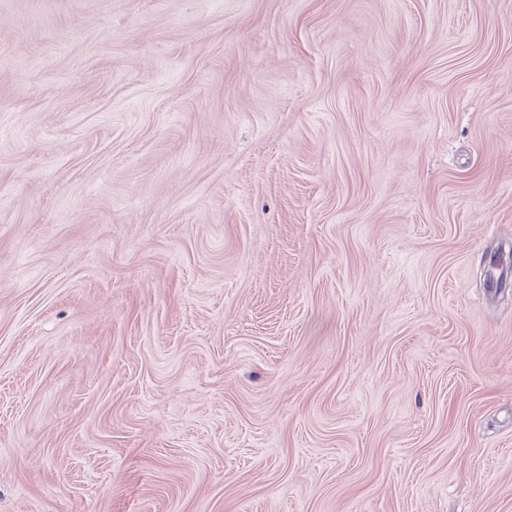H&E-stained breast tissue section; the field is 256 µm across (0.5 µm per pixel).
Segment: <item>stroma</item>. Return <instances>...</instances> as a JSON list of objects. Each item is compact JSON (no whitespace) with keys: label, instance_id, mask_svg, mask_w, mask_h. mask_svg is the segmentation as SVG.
Wrapping results in <instances>:
<instances>
[{"label":"stroma","instance_id":"obj_1","mask_svg":"<svg viewBox=\"0 0 512 512\" xmlns=\"http://www.w3.org/2000/svg\"><path fill=\"white\" fill-rule=\"evenodd\" d=\"M0 512H512V0H0Z\"/></svg>","mask_w":512,"mask_h":512}]
</instances>
